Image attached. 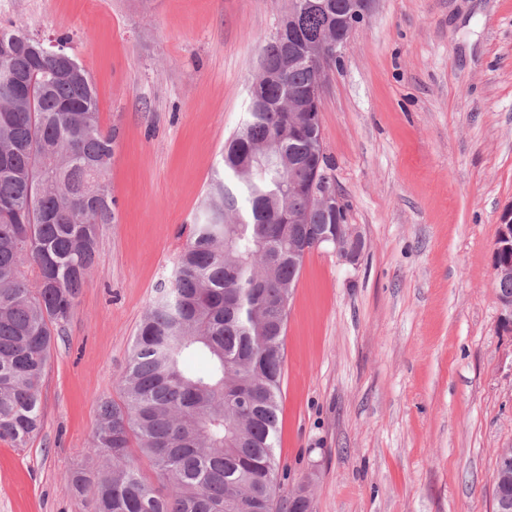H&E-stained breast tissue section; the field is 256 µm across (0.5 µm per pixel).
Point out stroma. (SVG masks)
<instances>
[{"mask_svg":"<svg viewBox=\"0 0 512 512\" xmlns=\"http://www.w3.org/2000/svg\"><path fill=\"white\" fill-rule=\"evenodd\" d=\"M285 0H0L89 73L116 130L115 223L41 389L42 429L0 439V512H93L68 481L119 398L132 340L168 284ZM324 151L367 247L309 253L284 340L281 497L313 512H494L512 448V328L493 243L512 205V0H379L331 66Z\"/></svg>","mask_w":512,"mask_h":512,"instance_id":"1","label":"stroma"}]
</instances>
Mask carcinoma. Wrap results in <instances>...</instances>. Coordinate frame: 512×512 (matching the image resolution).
<instances>
[{
	"label": "carcinoma",
	"instance_id": "obj_1",
	"mask_svg": "<svg viewBox=\"0 0 512 512\" xmlns=\"http://www.w3.org/2000/svg\"><path fill=\"white\" fill-rule=\"evenodd\" d=\"M300 15L263 46L276 80L251 84L247 118L224 142L221 171L206 193L165 293L146 310L121 381L120 398L97 402L89 459L95 512H310L307 488L282 504L276 456L288 282V225L306 209V187L327 156L310 134L291 131L313 75L287 56L335 33L329 18L344 0H297ZM18 27H0V439L23 448L42 425L40 386L87 272L102 224L116 202L102 189L116 131L99 120L88 78L57 76L59 60ZM40 81L34 111L16 104L4 74ZM336 225L313 213L307 238ZM164 481L155 486L131 461L132 444Z\"/></svg>",
	"mask_w": 512,
	"mask_h": 512
}]
</instances>
